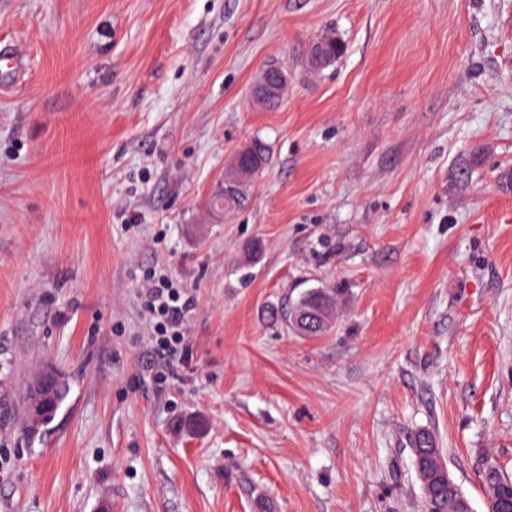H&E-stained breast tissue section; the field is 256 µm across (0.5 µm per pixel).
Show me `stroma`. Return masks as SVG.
I'll return each mask as SVG.
<instances>
[{"label": "stroma", "instance_id": "stroma-1", "mask_svg": "<svg viewBox=\"0 0 512 512\" xmlns=\"http://www.w3.org/2000/svg\"><path fill=\"white\" fill-rule=\"evenodd\" d=\"M3 45L32 78L0 91V512H421L423 430L487 512L483 459L512 475V0H0ZM257 139L268 166L214 208ZM155 265L196 299L185 362L149 360ZM314 287L325 335L271 319ZM48 366L71 391L34 428Z\"/></svg>", "mask_w": 512, "mask_h": 512}]
</instances>
